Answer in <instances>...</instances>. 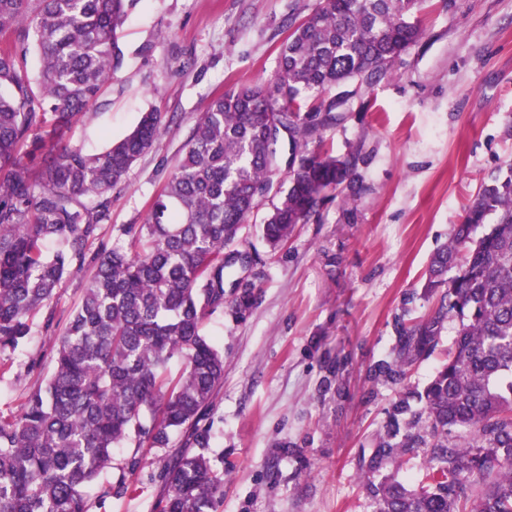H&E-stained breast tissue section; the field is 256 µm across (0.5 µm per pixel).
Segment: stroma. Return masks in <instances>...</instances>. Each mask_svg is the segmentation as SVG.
<instances>
[{
	"mask_svg": "<svg viewBox=\"0 0 512 512\" xmlns=\"http://www.w3.org/2000/svg\"><path fill=\"white\" fill-rule=\"evenodd\" d=\"M317 0H135L117 32L122 67L74 120L63 143L103 151L143 112L162 116L153 148L109 194L101 238L127 243L125 228L147 220L197 118L212 100L273 80L289 23ZM421 38L373 85L334 88L342 120L321 147L356 160L355 183L319 217L297 225L273 252L250 217L257 260L251 314L214 313L206 331L224 353V382L205 418L211 455L224 472L217 512H373L363 475L376 437L391 422L409 430L418 398L452 348L453 325L406 369L378 372L399 349L401 324L433 308L423 276L447 244L481 184L512 162V0H426ZM41 367L28 368L31 358ZM41 328L0 373V411L18 410L28 386L53 369ZM163 448L143 451L136 490L113 492L130 456L86 489L106 512H157L163 487L151 475Z\"/></svg>",
	"mask_w": 512,
	"mask_h": 512,
	"instance_id": "1",
	"label": "stroma"
}]
</instances>
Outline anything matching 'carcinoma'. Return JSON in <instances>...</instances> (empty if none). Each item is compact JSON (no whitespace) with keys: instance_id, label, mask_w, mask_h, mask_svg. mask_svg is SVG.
<instances>
[{"instance_id":"carcinoma-1","label":"carcinoma","mask_w":512,"mask_h":512,"mask_svg":"<svg viewBox=\"0 0 512 512\" xmlns=\"http://www.w3.org/2000/svg\"><path fill=\"white\" fill-rule=\"evenodd\" d=\"M127 0H0V368L31 336L58 327L53 303L62 282L84 265L88 288L55 346V366L36 380L20 408L0 412V512H91L86 487L130 448L135 474L144 448L186 442L164 461L158 512H216L224 473L200 425L224 381V353L204 331L228 309L237 320L255 305L241 276L255 256L249 218L273 193L260 225L276 250L298 224L318 215L355 159L311 148L336 125L331 98L301 111L302 90L329 92L357 79L372 85L422 36L411 16L425 0H318L279 51L268 86H243L214 99L198 120L146 223L124 230L128 247L99 241L107 194L124 182L156 141L161 114L104 151L86 154L60 132L92 105L123 64L117 31ZM41 58L39 81L27 69L29 40ZM53 154L38 175L25 159ZM287 181L273 188V176ZM103 200L89 210L87 195ZM496 224L475 229L490 215ZM233 277L231 298L224 278ZM427 294H440L428 318L400 325L397 359L378 371L398 381L454 318V348L420 394L422 408L400 441L398 423L379 437L365 476L373 512H512V163L483 184L448 244L430 258ZM178 361V377L169 373ZM428 449L424 483L374 481L395 449Z\"/></svg>"}]
</instances>
